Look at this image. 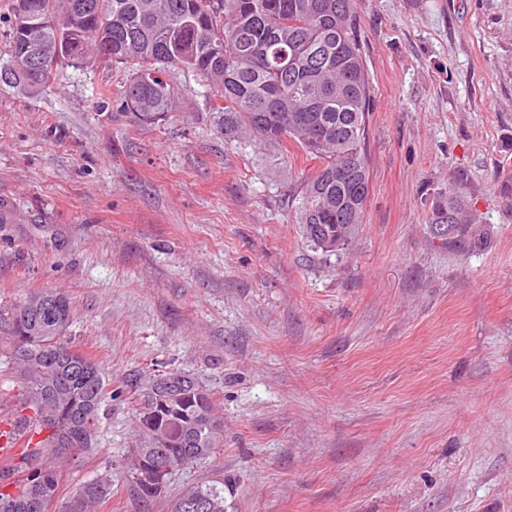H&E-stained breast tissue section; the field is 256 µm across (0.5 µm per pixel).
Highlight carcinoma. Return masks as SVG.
<instances>
[{
	"label": "carcinoma",
	"instance_id": "cac0c4a2",
	"mask_svg": "<svg viewBox=\"0 0 512 512\" xmlns=\"http://www.w3.org/2000/svg\"><path fill=\"white\" fill-rule=\"evenodd\" d=\"M7 58L0 90L30 98L49 88L68 64L93 59L127 73L118 106L139 126L157 125L175 104L165 79L171 68L193 72L222 101L218 113L230 135L250 131L261 142L287 138L319 161L303 187L297 223L312 249L334 253L363 223L370 195L365 153L370 112L362 28L355 0H5ZM152 72L163 75L150 79ZM428 224L451 251L486 243L467 204L463 178L448 182V198ZM74 317L71 297L42 288L0 303V330L12 341L24 390L19 427L27 440L19 458L0 471V512H48L59 500L72 448L92 452L105 402L135 403L139 443L125 467L137 497L139 473L164 468L163 480L224 447V423L210 392L179 369L135 372L112 380L65 339ZM180 376L156 398L162 376ZM112 497V477L83 482L62 512H94ZM224 512V482L183 491V503Z\"/></svg>",
	"mask_w": 512,
	"mask_h": 512
}]
</instances>
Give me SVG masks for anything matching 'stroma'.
<instances>
[{"label": "stroma", "instance_id": "stroma-1", "mask_svg": "<svg viewBox=\"0 0 512 512\" xmlns=\"http://www.w3.org/2000/svg\"><path fill=\"white\" fill-rule=\"evenodd\" d=\"M365 32L371 190L335 255L296 222L318 166L292 141L226 138L188 71L165 121L104 114L122 70L63 69L0 91V301L53 288L67 333L113 385L181 369L211 391L224 446L143 504L124 469L130 403L109 401L62 493L108 472L98 512H170L224 483L226 512H512V0H356ZM468 179L490 239L427 228ZM0 342V426L22 390ZM186 500L204 502L208 507L201 512H225L224 483L218 481L214 484H201L187 488L172 502L171 512H184L182 507Z\"/></svg>", "mask_w": 512, "mask_h": 512}]
</instances>
